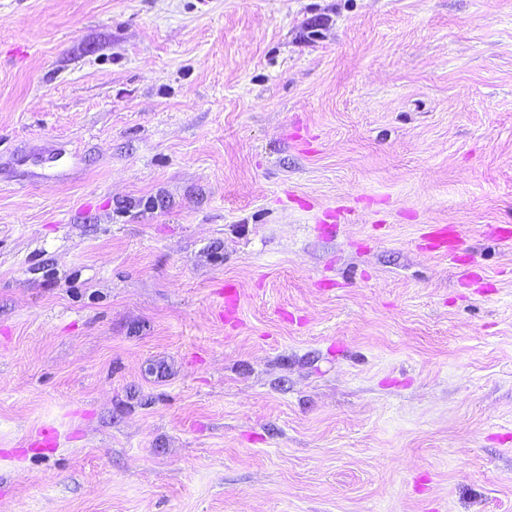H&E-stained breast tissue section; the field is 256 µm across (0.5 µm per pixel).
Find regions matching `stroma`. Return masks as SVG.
I'll list each match as a JSON object with an SVG mask.
<instances>
[{"label": "stroma", "mask_w": 512, "mask_h": 512, "mask_svg": "<svg viewBox=\"0 0 512 512\" xmlns=\"http://www.w3.org/2000/svg\"><path fill=\"white\" fill-rule=\"evenodd\" d=\"M499 226L512 0H0V512H512Z\"/></svg>", "instance_id": "obj_1"}]
</instances>
